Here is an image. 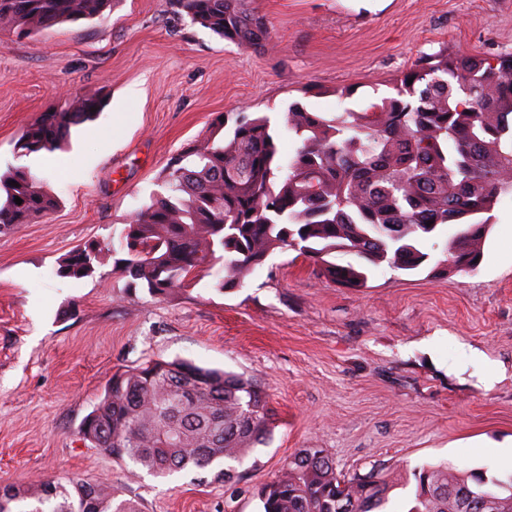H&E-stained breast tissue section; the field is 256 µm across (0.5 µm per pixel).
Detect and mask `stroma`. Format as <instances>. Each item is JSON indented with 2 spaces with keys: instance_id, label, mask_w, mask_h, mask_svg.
I'll list each match as a JSON object with an SVG mask.
<instances>
[{
  "instance_id": "obj_1",
  "label": "stroma",
  "mask_w": 512,
  "mask_h": 512,
  "mask_svg": "<svg viewBox=\"0 0 512 512\" xmlns=\"http://www.w3.org/2000/svg\"><path fill=\"white\" fill-rule=\"evenodd\" d=\"M274 47L224 40L174 0H112L104 18L44 35L0 31V173L36 166L52 213L0 234V488L108 479L141 512H261V489L304 448L343 473L402 471L388 512H409L414 468L512 475V196L493 211L479 267L373 271L327 281L293 250L221 292L211 276L160 297L111 265L62 278L79 245L111 239L161 189L170 158L224 113L268 115L283 153L299 101L332 116L393 96L419 57L512 53V0H250ZM105 99L40 161L18 140L41 113ZM150 359L190 360L260 382L271 436L236 476L157 478L84 446L77 428L108 379Z\"/></svg>"
}]
</instances>
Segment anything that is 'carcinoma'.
<instances>
[{
	"mask_svg": "<svg viewBox=\"0 0 512 512\" xmlns=\"http://www.w3.org/2000/svg\"><path fill=\"white\" fill-rule=\"evenodd\" d=\"M112 0H0V29L36 36L103 16ZM178 12L214 34L259 49L272 41L264 17L247 0H175ZM412 84H407L408 79ZM103 102L75 98L43 112L23 132L24 154L52 152L71 128L96 117ZM285 126L298 147L288 157L266 115L216 117L212 134L165 168V192L134 211L117 238L74 248L57 274L82 278L114 258L113 269L151 296L182 288L213 272L215 288L240 286L276 250L296 248L323 276L363 288L372 268L413 271L430 261L422 243L458 227L446 242V271L476 267L492 211L512 194V54L489 60L450 55L419 58L384 98L364 112L327 117L299 102ZM18 183L14 187L10 182ZM0 232L14 231L59 205L26 167L0 175ZM22 204L15 203V197ZM338 249L364 265L342 266ZM224 261L214 269L215 261ZM271 433L261 385L242 375L187 360H149L112 374L78 434L89 448L129 459L166 477L224 464L234 477ZM409 512H461V495L494 499L493 512H512V479L422 466ZM394 473L344 475L321 448H305L260 492L262 512H384ZM0 512H140L110 483L39 480L0 489Z\"/></svg>",
	"mask_w": 512,
	"mask_h": 512,
	"instance_id": "1",
	"label": "carcinoma"
}]
</instances>
